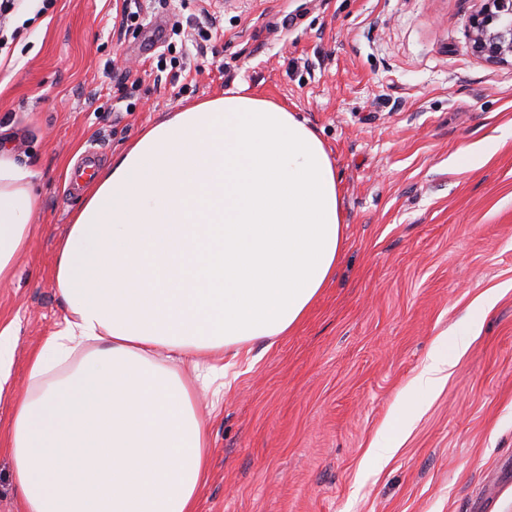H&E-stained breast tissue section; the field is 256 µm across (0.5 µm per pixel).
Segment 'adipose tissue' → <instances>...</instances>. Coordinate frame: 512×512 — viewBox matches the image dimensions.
I'll return each mask as SVG.
<instances>
[{
    "label": "adipose tissue",
    "mask_w": 512,
    "mask_h": 512,
    "mask_svg": "<svg viewBox=\"0 0 512 512\" xmlns=\"http://www.w3.org/2000/svg\"><path fill=\"white\" fill-rule=\"evenodd\" d=\"M31 174L0 149V282L32 236ZM341 196L306 123L237 85L146 129L58 246V329L31 357L7 452L28 512H197L199 394L225 352L287 335L334 276Z\"/></svg>",
    "instance_id": "obj_1"
}]
</instances>
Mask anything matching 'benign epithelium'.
I'll list each match as a JSON object with an SVG mask.
<instances>
[{"instance_id":"obj_1","label":"benign epithelium","mask_w":512,"mask_h":512,"mask_svg":"<svg viewBox=\"0 0 512 512\" xmlns=\"http://www.w3.org/2000/svg\"><path fill=\"white\" fill-rule=\"evenodd\" d=\"M468 17L471 52L490 64L512 65V0H476Z\"/></svg>"}]
</instances>
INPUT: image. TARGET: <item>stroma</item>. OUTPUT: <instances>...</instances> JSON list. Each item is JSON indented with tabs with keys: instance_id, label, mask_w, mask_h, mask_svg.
I'll return each instance as SVG.
<instances>
[{
	"instance_id": "1",
	"label": "stroma",
	"mask_w": 512,
	"mask_h": 512,
	"mask_svg": "<svg viewBox=\"0 0 512 512\" xmlns=\"http://www.w3.org/2000/svg\"><path fill=\"white\" fill-rule=\"evenodd\" d=\"M53 0L0 55V147L32 174L33 235L0 283L12 327L0 443L31 353L58 327L69 165L247 85L305 119L334 164L344 251L303 320L229 368L198 512H512V66L469 48L474 0ZM129 60L116 82L114 58ZM469 148L480 158L460 168ZM447 381L414 383L475 304ZM418 409L392 442L389 417Z\"/></svg>"
}]
</instances>
